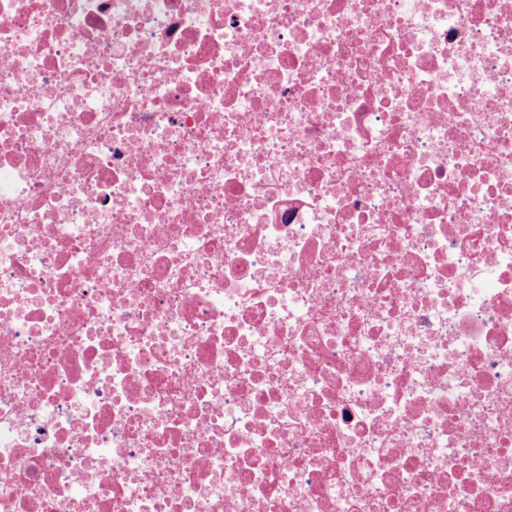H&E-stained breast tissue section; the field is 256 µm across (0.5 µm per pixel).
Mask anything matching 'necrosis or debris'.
<instances>
[{"label": "necrosis or debris", "mask_w": 512, "mask_h": 512, "mask_svg": "<svg viewBox=\"0 0 512 512\" xmlns=\"http://www.w3.org/2000/svg\"><path fill=\"white\" fill-rule=\"evenodd\" d=\"M0 512H512V0H0Z\"/></svg>", "instance_id": "obj_1"}]
</instances>
